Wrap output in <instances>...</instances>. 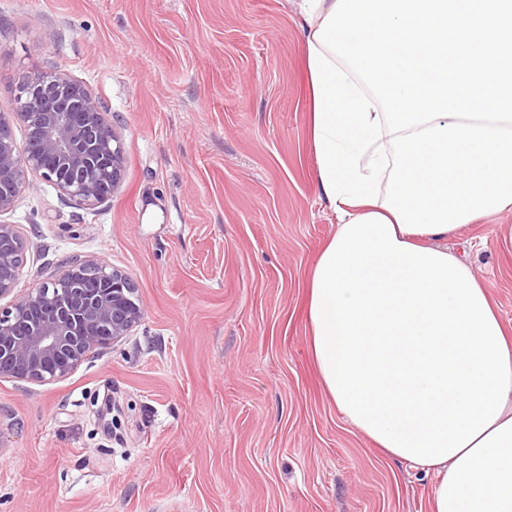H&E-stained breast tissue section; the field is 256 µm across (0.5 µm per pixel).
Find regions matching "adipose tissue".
I'll list each match as a JSON object with an SVG mask.
<instances>
[{"label":"adipose tissue","mask_w":512,"mask_h":512,"mask_svg":"<svg viewBox=\"0 0 512 512\" xmlns=\"http://www.w3.org/2000/svg\"><path fill=\"white\" fill-rule=\"evenodd\" d=\"M335 2L299 3L316 179L337 218L308 285L311 357L361 434L434 475L431 512H512V335L448 233L403 232L384 208V111L314 37Z\"/></svg>","instance_id":"1"}]
</instances>
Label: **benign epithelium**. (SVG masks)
I'll return each instance as SVG.
<instances>
[{
	"label": "benign epithelium",
	"mask_w": 512,
	"mask_h": 512,
	"mask_svg": "<svg viewBox=\"0 0 512 512\" xmlns=\"http://www.w3.org/2000/svg\"><path fill=\"white\" fill-rule=\"evenodd\" d=\"M16 109L0 113V216L36 175L89 207L118 188L123 147L98 97L50 70L16 87ZM23 127L18 145L13 125ZM28 243L0 220V378L48 382L69 375L96 348L120 341L143 319L132 276L99 260L76 262L25 293L17 291ZM96 280L93 290L84 288Z\"/></svg>",
	"instance_id": "obj_1"
}]
</instances>
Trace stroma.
<instances>
[{
    "mask_svg": "<svg viewBox=\"0 0 512 512\" xmlns=\"http://www.w3.org/2000/svg\"><path fill=\"white\" fill-rule=\"evenodd\" d=\"M298 0H0V112L26 77L88 85L124 169L90 208L39 182L6 222L19 286L129 272L144 318L66 378H0V512H431L435 479L328 397L307 284L336 215L309 135ZM512 213L448 249L512 331Z\"/></svg>",
    "mask_w": 512,
    "mask_h": 512,
    "instance_id": "1",
    "label": "stroma"
}]
</instances>
